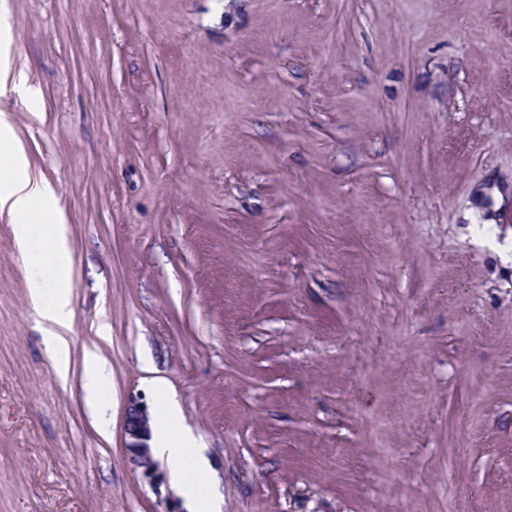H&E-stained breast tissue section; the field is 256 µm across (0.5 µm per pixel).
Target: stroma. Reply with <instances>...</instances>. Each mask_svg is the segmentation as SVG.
<instances>
[{"mask_svg": "<svg viewBox=\"0 0 512 512\" xmlns=\"http://www.w3.org/2000/svg\"><path fill=\"white\" fill-rule=\"evenodd\" d=\"M71 253L70 375L0 213V512H160L163 382L221 512H512V0H0ZM109 374L92 411L84 353Z\"/></svg>", "mask_w": 512, "mask_h": 512, "instance_id": "1", "label": "stroma"}]
</instances>
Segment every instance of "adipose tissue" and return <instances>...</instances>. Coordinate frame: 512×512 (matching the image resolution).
<instances>
[{
    "label": "adipose tissue",
    "mask_w": 512,
    "mask_h": 512,
    "mask_svg": "<svg viewBox=\"0 0 512 512\" xmlns=\"http://www.w3.org/2000/svg\"><path fill=\"white\" fill-rule=\"evenodd\" d=\"M0 147L6 151V160L0 164V211H8L16 218V241L25 252L31 272V295L42 301L41 316L45 323V344L60 379L69 374V344L65 336L72 319L70 300L71 254L63 225L34 224L30 217L43 209L49 201L48 185L33 180L27 172L28 162L15 147L8 125L0 122ZM46 235L51 247L50 262H42L30 248L32 240ZM51 290L50 300H43L44 290ZM158 396L164 397L163 384H155ZM151 453L159 461L169 463L168 481L182 497L188 512H219V502L213 490L198 491L187 483L184 465H191L195 473L206 472L207 464L202 448L192 432L183 424L182 413L175 403L163 404L159 427L151 438Z\"/></svg>",
    "instance_id": "1"
}]
</instances>
